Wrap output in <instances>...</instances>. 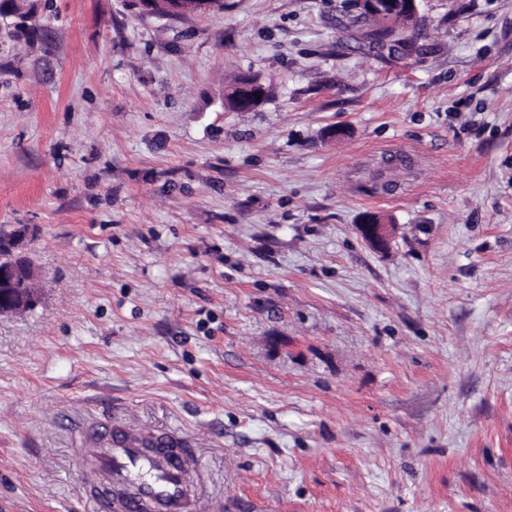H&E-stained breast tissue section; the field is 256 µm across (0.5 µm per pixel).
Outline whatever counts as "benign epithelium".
<instances>
[{
    "instance_id": "benign-epithelium-1",
    "label": "benign epithelium",
    "mask_w": 512,
    "mask_h": 512,
    "mask_svg": "<svg viewBox=\"0 0 512 512\" xmlns=\"http://www.w3.org/2000/svg\"><path fill=\"white\" fill-rule=\"evenodd\" d=\"M136 9L143 15L163 14L168 17H181L192 14H205L218 9L217 0H136ZM238 109L248 111L258 107L266 97V86L254 81L242 87ZM364 240L373 248L387 244L389 225L370 217L358 225ZM25 237V229L13 231L5 247L14 258L8 264L0 259V315L15 314L34 309L39 296L34 287L35 271L26 256L19 252V245Z\"/></svg>"
}]
</instances>
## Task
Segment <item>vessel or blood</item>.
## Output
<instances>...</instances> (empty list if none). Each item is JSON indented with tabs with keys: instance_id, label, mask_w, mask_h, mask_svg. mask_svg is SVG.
<instances>
[{
	"instance_id": "1",
	"label": "vessel or blood",
	"mask_w": 512,
	"mask_h": 512,
	"mask_svg": "<svg viewBox=\"0 0 512 512\" xmlns=\"http://www.w3.org/2000/svg\"><path fill=\"white\" fill-rule=\"evenodd\" d=\"M199 468L182 438L116 426L98 442L85 495L100 512H199Z\"/></svg>"
}]
</instances>
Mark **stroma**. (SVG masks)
I'll return each mask as SVG.
<instances>
[{"instance_id": "35a3bbf8", "label": "stroma", "mask_w": 512, "mask_h": 512, "mask_svg": "<svg viewBox=\"0 0 512 512\" xmlns=\"http://www.w3.org/2000/svg\"><path fill=\"white\" fill-rule=\"evenodd\" d=\"M16 2L0 512H93L115 422L185 436L223 512H512V0H417L398 53L352 0ZM217 1L221 0H136V9L143 15L181 17L216 11ZM243 95L239 99L238 109L248 111L258 107L266 97V86L261 81H254L242 87ZM389 224L367 217L359 224V231L364 240L373 248H382L387 244ZM25 237V229L13 231L6 247L14 258L9 265L0 259V315L15 314L34 309L39 303V296L34 287L35 271L22 252L19 245Z\"/></svg>"}]
</instances>
